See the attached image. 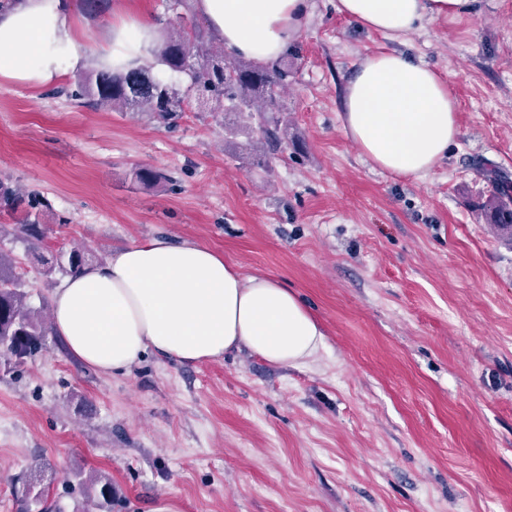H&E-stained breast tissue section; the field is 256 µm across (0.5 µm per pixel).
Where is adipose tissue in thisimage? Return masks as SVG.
I'll use <instances>...</instances> for the list:
<instances>
[{"instance_id": "obj_1", "label": "adipose tissue", "mask_w": 512, "mask_h": 512, "mask_svg": "<svg viewBox=\"0 0 512 512\" xmlns=\"http://www.w3.org/2000/svg\"><path fill=\"white\" fill-rule=\"evenodd\" d=\"M227 52L279 60L301 34L310 0H196ZM370 32L400 38L424 22L476 13L479 0H337ZM74 0H14L0 10V81L40 88L94 59L123 71L157 46L147 19L117 18L93 56L80 49ZM458 102L425 62L401 50L365 56L347 81L339 114L361 156L392 174L422 178L461 135ZM52 324L71 354L101 373L129 372L147 354L196 365L250 351L303 366L326 349L325 332L283 280L242 273L191 239L152 237L85 267L52 298Z\"/></svg>"}]
</instances>
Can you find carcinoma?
<instances>
[{
	"mask_svg": "<svg viewBox=\"0 0 512 512\" xmlns=\"http://www.w3.org/2000/svg\"><path fill=\"white\" fill-rule=\"evenodd\" d=\"M207 39V32L193 22L160 32L157 62L173 73H191V84L184 92L155 74L153 65L147 62L125 73L92 72L78 82L71 97L92 108L150 112L164 120L184 111L186 101L192 99L198 107L224 116L246 113L249 129L260 144L282 147L288 142V114L276 107V102L291 76L288 58L263 65L213 51L205 46ZM44 205L46 202L39 197L33 195L26 200L0 183V218L8 217L16 223L18 240L30 246L44 239L41 224L33 214V209ZM483 208L493 226L512 225V185L498 184ZM85 266L84 253L74 249L67 259L46 266L43 275L50 278L59 271L73 278ZM14 267L15 261L0 250V371L6 373L45 351L51 333L40 311L27 304V293ZM75 478L84 493L81 512H111L112 480L108 476L91 470ZM22 496L26 512H52L46 490L26 486Z\"/></svg>",
	"mask_w": 512,
	"mask_h": 512,
	"instance_id": "carcinoma-1",
	"label": "carcinoma"
}]
</instances>
